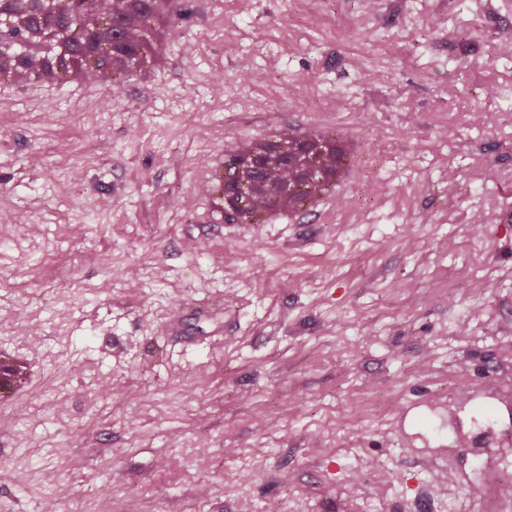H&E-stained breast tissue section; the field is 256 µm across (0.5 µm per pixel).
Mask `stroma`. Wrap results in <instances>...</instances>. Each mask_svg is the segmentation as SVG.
Masks as SVG:
<instances>
[{"instance_id": "1", "label": "stroma", "mask_w": 512, "mask_h": 512, "mask_svg": "<svg viewBox=\"0 0 512 512\" xmlns=\"http://www.w3.org/2000/svg\"><path fill=\"white\" fill-rule=\"evenodd\" d=\"M186 0L150 81L0 78V512H507L512 0ZM359 132L288 224L211 219L207 164L270 125ZM223 335L171 310L203 296ZM489 446L429 486L406 436ZM36 374L33 362H27L9 350L0 349L1 401L20 395Z\"/></svg>"}]
</instances>
